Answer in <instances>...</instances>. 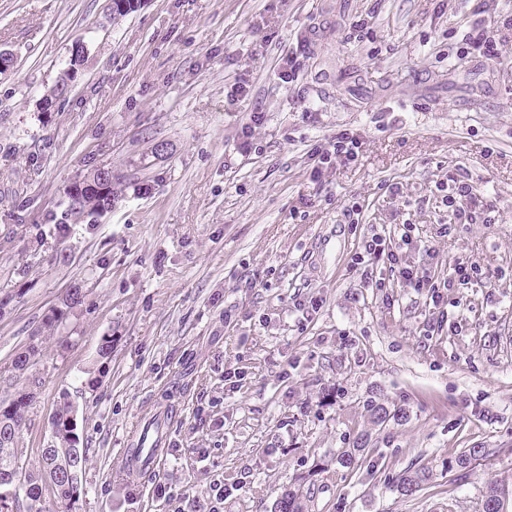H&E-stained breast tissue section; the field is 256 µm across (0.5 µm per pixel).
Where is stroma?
<instances>
[{
	"label": "stroma",
	"mask_w": 512,
	"mask_h": 512,
	"mask_svg": "<svg viewBox=\"0 0 512 512\" xmlns=\"http://www.w3.org/2000/svg\"><path fill=\"white\" fill-rule=\"evenodd\" d=\"M108 3L0 0V400L38 379L25 469L67 399L87 453L74 512H271L289 490L305 512H481L489 483L512 492V67L457 57L474 0H143L120 19ZM342 130L357 163L314 173L309 150ZM97 169L111 208L71 213L66 187ZM460 175L497 223H455L438 186ZM404 223L418 270H482L448 311L387 257L369 265L385 289L353 269ZM73 288L81 305L45 329ZM159 403L177 410L163 464L128 479ZM470 448L487 455L463 477ZM411 467L431 479L404 495Z\"/></svg>",
	"instance_id": "obj_1"
}]
</instances>
